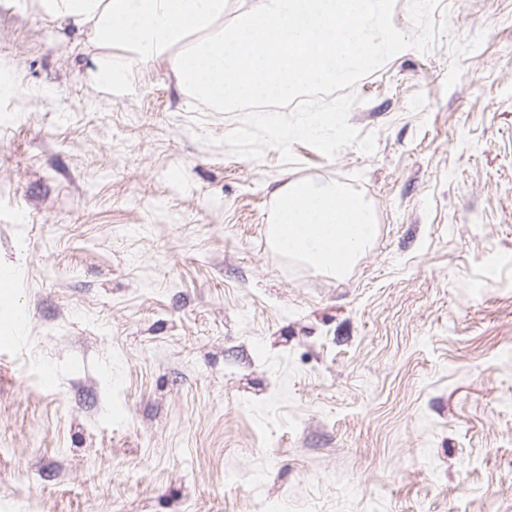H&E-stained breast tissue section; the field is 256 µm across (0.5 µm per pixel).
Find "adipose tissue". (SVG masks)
Returning a JSON list of instances; mask_svg holds the SVG:
<instances>
[{"instance_id":"1","label":"adipose tissue","mask_w":512,"mask_h":512,"mask_svg":"<svg viewBox=\"0 0 512 512\" xmlns=\"http://www.w3.org/2000/svg\"><path fill=\"white\" fill-rule=\"evenodd\" d=\"M60 26L130 53L93 76L132 74L166 57L191 97L216 111L352 80L396 52L389 0H252L235 26L218 29L225 0H38ZM196 42L178 45L188 34ZM267 228L271 248L343 276L376 235L364 203L342 186L287 183Z\"/></svg>"}]
</instances>
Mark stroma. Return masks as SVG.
I'll use <instances>...</instances> for the list:
<instances>
[{"label": "stroma", "mask_w": 512, "mask_h": 512, "mask_svg": "<svg viewBox=\"0 0 512 512\" xmlns=\"http://www.w3.org/2000/svg\"><path fill=\"white\" fill-rule=\"evenodd\" d=\"M401 50L278 115L0 0V512H512V0H392ZM378 234L273 251L287 182ZM270 133L274 139L284 146L288 145V142L298 138L325 142L327 136L335 138L336 136L343 137L345 135L343 127L336 125V119L328 123L315 120L294 127H285L277 123H272L270 125ZM277 200L271 248L333 276H343L375 238L372 214L342 186L291 181Z\"/></svg>", "instance_id": "obj_1"}]
</instances>
